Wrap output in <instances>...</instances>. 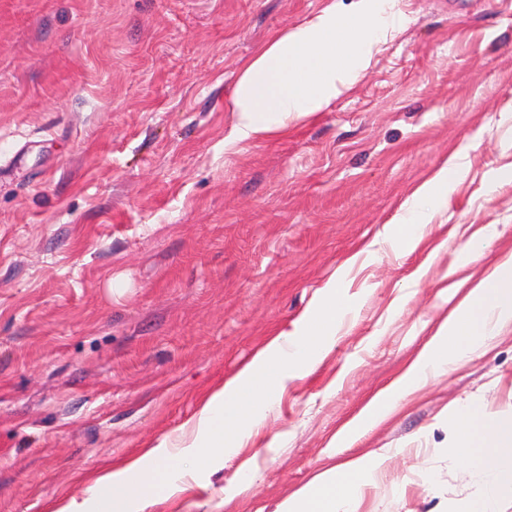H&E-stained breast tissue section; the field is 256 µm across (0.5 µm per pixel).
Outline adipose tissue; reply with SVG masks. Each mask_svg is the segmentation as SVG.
Returning <instances> with one entry per match:
<instances>
[{
  "label": "adipose tissue",
  "instance_id": "ef3b65f1",
  "mask_svg": "<svg viewBox=\"0 0 512 512\" xmlns=\"http://www.w3.org/2000/svg\"><path fill=\"white\" fill-rule=\"evenodd\" d=\"M401 19L399 0H331L276 37L241 69L232 99L236 120L225 148L270 138L286 130L289 121L325 111L341 87L366 72ZM460 177L456 166L443 167L400 215L394 234L403 250H414L421 224L451 196ZM346 308L340 290L329 287L306 318L279 334L210 398L190 440L173 449L158 446L145 460L107 470L89 484L88 498L71 499L53 512H145L181 483L186 466L207 468L223 460L261 426L288 381L316 365L321 351L332 345L336 321ZM505 323H512V255L470 288L406 372L366 408L361 425L385 418L404 394L485 348ZM448 432L458 459L488 480L487 491L469 512H496L498 500L512 494V411L488 422L481 406L471 404L455 415ZM384 459L372 452L326 468L277 512H354L361 487L374 480Z\"/></svg>",
  "mask_w": 512,
  "mask_h": 512
}]
</instances>
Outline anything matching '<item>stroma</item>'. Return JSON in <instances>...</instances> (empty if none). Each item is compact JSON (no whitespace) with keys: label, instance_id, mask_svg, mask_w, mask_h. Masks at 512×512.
<instances>
[{"label":"stroma","instance_id":"35a3bbf8","mask_svg":"<svg viewBox=\"0 0 512 512\" xmlns=\"http://www.w3.org/2000/svg\"><path fill=\"white\" fill-rule=\"evenodd\" d=\"M327 2L0 0V512L189 438L333 282L349 309L331 349L231 459L145 512H277L374 451L357 512L482 493L447 425L512 409V325L337 441L512 254V0H400L404 24L328 109L225 150L242 64ZM450 163L462 179L402 252L389 228Z\"/></svg>","mask_w":512,"mask_h":512}]
</instances>
